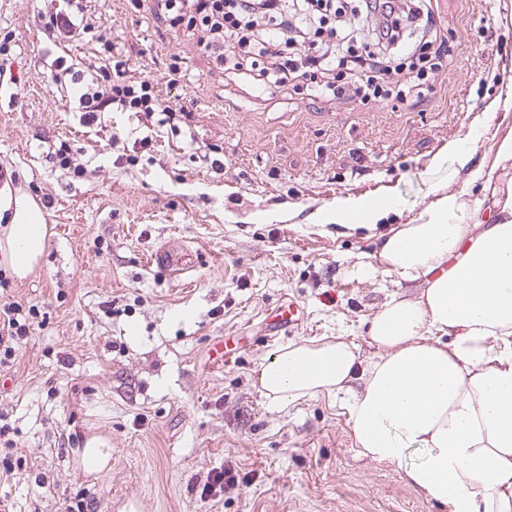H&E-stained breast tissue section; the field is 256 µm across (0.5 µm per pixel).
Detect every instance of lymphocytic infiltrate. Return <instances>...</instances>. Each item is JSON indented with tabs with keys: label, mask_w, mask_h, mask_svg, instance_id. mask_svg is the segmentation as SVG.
<instances>
[{
	"label": "lymphocytic infiltrate",
	"mask_w": 512,
	"mask_h": 512,
	"mask_svg": "<svg viewBox=\"0 0 512 512\" xmlns=\"http://www.w3.org/2000/svg\"><path fill=\"white\" fill-rule=\"evenodd\" d=\"M161 13L199 33L204 49L229 62L242 59L257 65L264 86L301 81L311 92L335 99L406 97L411 85L398 77L390 50L403 37L408 21L433 24L432 0H358L360 13L373 21L370 36L375 51L359 52L356 37H348L343 51L332 48L338 9L335 0H155ZM45 37L61 43L84 34L83 0H62L42 18ZM306 42L310 52L291 55L294 42ZM85 76L76 78L75 93L82 111L94 113L114 108L174 125L175 111L161 108L149 80L125 77L127 62L115 44L98 36ZM30 317L19 304L0 308V370L10 366L30 336Z\"/></svg>",
	"instance_id": "obj_1"
}]
</instances>
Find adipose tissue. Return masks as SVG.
I'll use <instances>...</instances> for the list:
<instances>
[{
    "label": "adipose tissue",
    "instance_id": "1",
    "mask_svg": "<svg viewBox=\"0 0 512 512\" xmlns=\"http://www.w3.org/2000/svg\"><path fill=\"white\" fill-rule=\"evenodd\" d=\"M484 219L450 194L418 224L383 236L379 265L359 266L397 283L422 282L419 295L391 296L369 322L377 355L361 361L344 337L290 345L268 356L259 384L276 404L329 395L346 406L357 451L403 466L408 484L448 512H512V181L495 187ZM12 210L0 257L25 278L48 233L31 202L0 190ZM396 209L343 197L336 223L374 228ZM421 461L405 465L410 449Z\"/></svg>",
    "mask_w": 512,
    "mask_h": 512
}]
</instances>
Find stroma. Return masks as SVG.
I'll use <instances>...</instances> for the list:
<instances>
[{
	"mask_svg": "<svg viewBox=\"0 0 512 512\" xmlns=\"http://www.w3.org/2000/svg\"><path fill=\"white\" fill-rule=\"evenodd\" d=\"M86 5L129 79L152 81L180 122L87 121L52 64L93 59V33L57 49L42 33L45 0H0V169L18 196L45 199L50 231L26 279L0 260V306L36 312L0 372V415L19 448L0 498L11 512H68L80 499L93 512H444L401 467L357 453L338 399L277 406L258 374L278 348L336 336L374 357L368 320L420 288L355 277V266L378 264L380 234L439 197H487L472 174L512 134V0H439L451 64L417 97L364 103L225 74L152 0ZM146 135L152 146L137 147ZM64 141L83 175L60 167ZM375 195L398 205L376 229L329 220L336 198ZM162 247L182 274L150 264ZM287 302L302 320L274 333ZM220 338L234 351L222 364L208 359ZM94 437L112 461L88 475ZM227 468L236 485L202 495Z\"/></svg>",
	"mask_w": 512,
	"mask_h": 512,
	"instance_id": "stroma-1",
	"label": "stroma"
}]
</instances>
